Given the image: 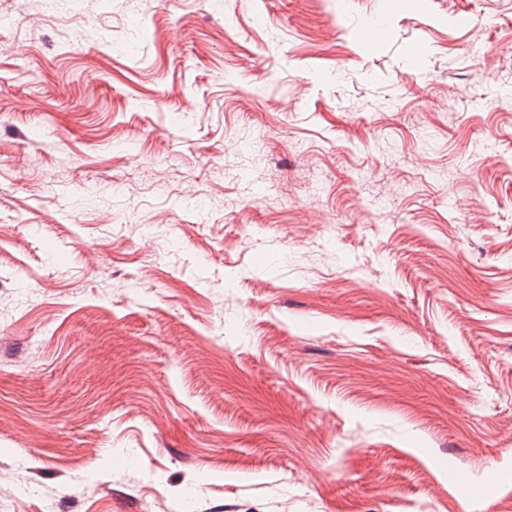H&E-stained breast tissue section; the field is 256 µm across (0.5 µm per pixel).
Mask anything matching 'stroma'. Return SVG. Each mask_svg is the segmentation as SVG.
<instances>
[{
  "label": "stroma",
  "mask_w": 512,
  "mask_h": 512,
  "mask_svg": "<svg viewBox=\"0 0 512 512\" xmlns=\"http://www.w3.org/2000/svg\"><path fill=\"white\" fill-rule=\"evenodd\" d=\"M69 3L0 0V512H503L512 0Z\"/></svg>",
  "instance_id": "35a3bbf8"
}]
</instances>
